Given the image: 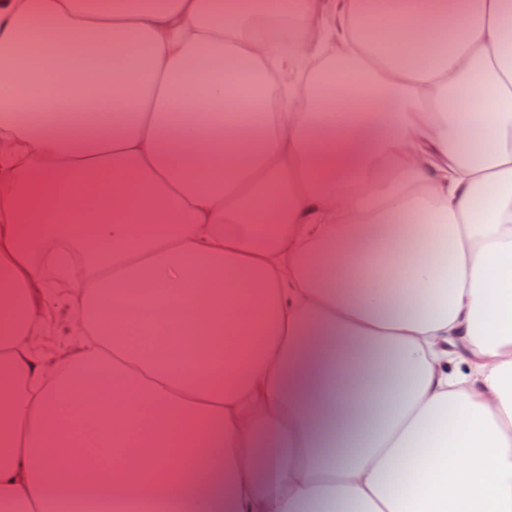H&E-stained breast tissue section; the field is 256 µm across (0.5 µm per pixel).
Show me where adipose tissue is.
<instances>
[{"instance_id": "1", "label": "adipose tissue", "mask_w": 512, "mask_h": 512, "mask_svg": "<svg viewBox=\"0 0 512 512\" xmlns=\"http://www.w3.org/2000/svg\"><path fill=\"white\" fill-rule=\"evenodd\" d=\"M511 17L0 0V512H512ZM65 336L62 334L61 326L57 320L50 319L45 334L41 338V350L48 356H57L65 350Z\"/></svg>"}]
</instances>
